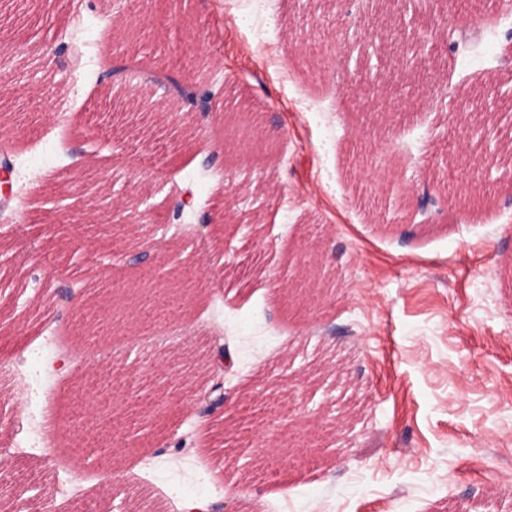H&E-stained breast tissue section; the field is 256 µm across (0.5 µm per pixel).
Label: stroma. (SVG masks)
Segmentation results:
<instances>
[{"instance_id": "stroma-1", "label": "stroma", "mask_w": 512, "mask_h": 512, "mask_svg": "<svg viewBox=\"0 0 512 512\" xmlns=\"http://www.w3.org/2000/svg\"><path fill=\"white\" fill-rule=\"evenodd\" d=\"M383 2L403 24L390 53L373 0H181L171 21L158 0H0V482L33 480L0 512H512V98L459 109L512 89V12ZM135 22L142 49L117 56ZM416 47L427 69L403 70ZM169 53L214 90L205 124L158 83ZM116 59L134 77L96 99ZM238 107L268 147L225 148ZM426 184L448 202L432 219L399 194ZM187 188L183 224L164 223ZM220 191L244 197L239 222ZM102 276L170 288L102 347L177 338L79 363L89 339L52 298ZM88 424L112 467L65 456Z\"/></svg>"}]
</instances>
